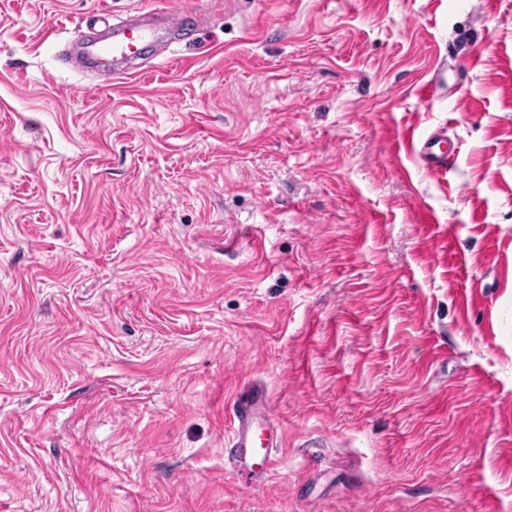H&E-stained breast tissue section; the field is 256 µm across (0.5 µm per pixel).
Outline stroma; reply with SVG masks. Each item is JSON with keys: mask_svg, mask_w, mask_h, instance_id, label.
I'll return each instance as SVG.
<instances>
[{"mask_svg": "<svg viewBox=\"0 0 512 512\" xmlns=\"http://www.w3.org/2000/svg\"><path fill=\"white\" fill-rule=\"evenodd\" d=\"M170 2L0 0V512H512V0H180L137 78L68 62ZM444 138L439 134L430 135L422 140L419 157L423 165L431 172L440 175L448 172V167L451 165L452 156L448 150L441 148ZM438 145V148H436ZM272 428L267 393L253 385L246 396L235 399L231 435L224 448L225 462L242 483L251 485L259 478L252 461L260 458L262 467L273 465L277 440L270 435Z\"/></svg>", "mask_w": 512, "mask_h": 512, "instance_id": "stroma-1", "label": "stroma"}]
</instances>
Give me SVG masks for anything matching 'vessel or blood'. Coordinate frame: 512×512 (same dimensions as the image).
Listing matches in <instances>:
<instances>
[{"instance_id":"vessel-or-blood-1","label":"vessel or blood","mask_w":512,"mask_h":512,"mask_svg":"<svg viewBox=\"0 0 512 512\" xmlns=\"http://www.w3.org/2000/svg\"><path fill=\"white\" fill-rule=\"evenodd\" d=\"M200 22L199 16L188 14L179 0H173L166 9H144L133 17L109 25L101 35H76L68 43L66 54L82 71L130 76L140 72L148 54L168 51L187 25ZM443 141V136L434 134L425 138L419 149L423 165L440 175L447 173L452 161L451 155L442 147ZM272 428L269 400L262 387L252 386L247 395L236 398L224 458L242 483L257 481L258 475L252 466L254 460L272 466L277 447L271 435Z\"/></svg>"}]
</instances>
